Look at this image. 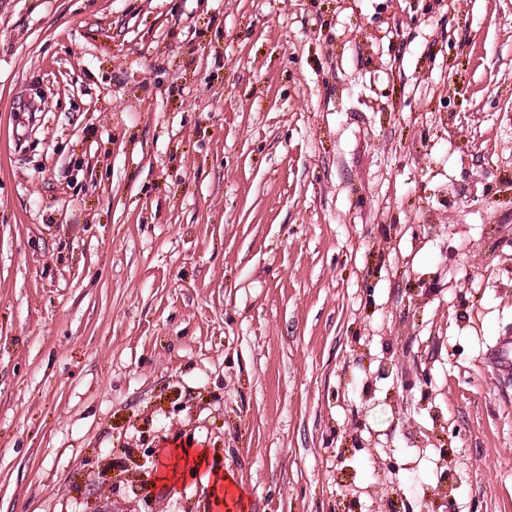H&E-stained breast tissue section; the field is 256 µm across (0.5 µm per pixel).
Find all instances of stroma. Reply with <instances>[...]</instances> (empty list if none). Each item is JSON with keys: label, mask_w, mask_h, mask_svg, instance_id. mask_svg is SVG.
Here are the masks:
<instances>
[{"label": "stroma", "mask_w": 512, "mask_h": 512, "mask_svg": "<svg viewBox=\"0 0 512 512\" xmlns=\"http://www.w3.org/2000/svg\"><path fill=\"white\" fill-rule=\"evenodd\" d=\"M507 336L512 0H0V512H512Z\"/></svg>", "instance_id": "stroma-1"}]
</instances>
